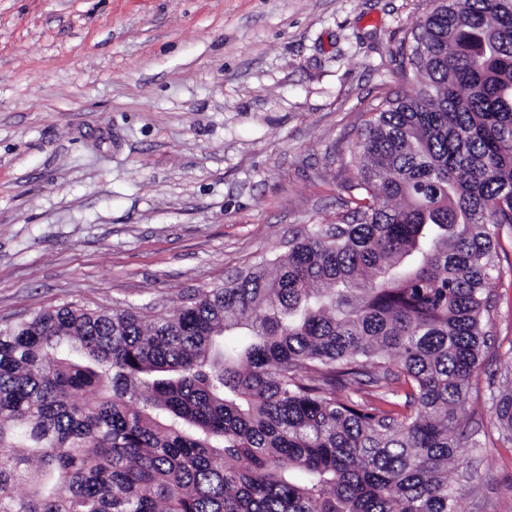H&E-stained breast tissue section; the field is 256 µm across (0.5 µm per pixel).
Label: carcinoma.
<instances>
[{"mask_svg": "<svg viewBox=\"0 0 512 512\" xmlns=\"http://www.w3.org/2000/svg\"><path fill=\"white\" fill-rule=\"evenodd\" d=\"M357 194L221 284L0 326V512H459L512 228V0H432ZM75 349L77 362L69 357ZM495 418L512 442V386Z\"/></svg>", "mask_w": 512, "mask_h": 512, "instance_id": "obj_1", "label": "carcinoma"}]
</instances>
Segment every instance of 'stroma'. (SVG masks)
<instances>
[{"label": "stroma", "mask_w": 512, "mask_h": 512, "mask_svg": "<svg viewBox=\"0 0 512 512\" xmlns=\"http://www.w3.org/2000/svg\"><path fill=\"white\" fill-rule=\"evenodd\" d=\"M429 0H0V325L223 282L342 211L340 157ZM460 512H512V233ZM495 418L505 439L512 442V386H506L499 391Z\"/></svg>", "instance_id": "1"}]
</instances>
